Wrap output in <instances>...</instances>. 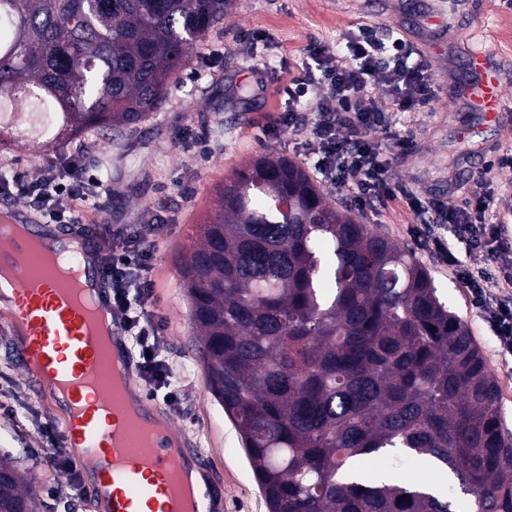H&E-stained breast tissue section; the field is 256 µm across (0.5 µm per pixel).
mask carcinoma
Segmentation results:
<instances>
[{
  "instance_id": "carcinoma-1",
  "label": "carcinoma",
  "mask_w": 512,
  "mask_h": 512,
  "mask_svg": "<svg viewBox=\"0 0 512 512\" xmlns=\"http://www.w3.org/2000/svg\"><path fill=\"white\" fill-rule=\"evenodd\" d=\"M233 0H0V145L13 114L48 155L158 111ZM182 283L208 387L267 512H455L360 463L451 472L473 512H512V435L465 323L409 248L358 222L298 163L252 160L221 189ZM0 512L36 489L0 454Z\"/></svg>"
}]
</instances>
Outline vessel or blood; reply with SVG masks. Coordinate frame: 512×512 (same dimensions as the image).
<instances>
[{
    "label": "vessel or blood",
    "mask_w": 512,
    "mask_h": 512,
    "mask_svg": "<svg viewBox=\"0 0 512 512\" xmlns=\"http://www.w3.org/2000/svg\"><path fill=\"white\" fill-rule=\"evenodd\" d=\"M471 78L461 90L465 102L497 120L506 110L497 70L486 49L468 56ZM82 250L71 258L81 267L101 310L110 313L111 348L102 347L93 334L86 307L60 283L39 256L28 254L23 243L0 251V265L25 260L27 278L15 283L12 293L15 317L22 327L19 345L24 358L38 369L54 398L66 410L68 447L80 448L96 459L101 495L108 512H223L224 499L198 491L185 478L189 469H202L200 454L173 444L170 433H151L145 447H123L127 425L124 408L114 403L110 372L113 360L124 366L126 382L140 407L141 421L162 415V407L135 384L134 362L125 341V325L112 313L110 294L103 286L101 264Z\"/></svg>",
    "instance_id": "vessel-or-blood-1"
}]
</instances>
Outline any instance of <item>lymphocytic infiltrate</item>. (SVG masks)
I'll use <instances>...</instances> for the list:
<instances>
[{
    "mask_svg": "<svg viewBox=\"0 0 512 512\" xmlns=\"http://www.w3.org/2000/svg\"><path fill=\"white\" fill-rule=\"evenodd\" d=\"M348 52L350 62L343 65L322 46L309 49V62L301 74L279 88L288 109L272 116L268 133L307 127V159L328 186L352 188L359 209H373L397 198L408 201L422 245L455 272L473 307L489 324L501 354L512 356V290L502 285L495 271L496 264L512 256V238L502 233L500 225L482 220L493 195L477 193L473 207L466 209L435 197L419 198L390 176V149L396 147L405 154L414 144L398 134L386 142L379 133L391 131L394 112H414L433 101L436 88L430 63L415 57L410 45L395 33L381 35L369 28L350 38ZM375 83L383 88L385 98L369 93ZM306 106L314 111L312 119L302 113ZM101 185L99 177L74 156L65 168L47 169L35 180L14 174L11 182L0 185V192L41 204L50 222L75 224L87 207L91 188ZM444 224L471 252L483 253L486 265L464 266L439 231ZM153 259L150 232L122 231L102 257L101 271L112 310L125 322L136 373L148 396L172 406L178 402L179 387L160 347L164 320L151 301Z\"/></svg>",
    "mask_w": 512,
    "mask_h": 512,
    "instance_id": "lymphocytic-infiltrate-1",
    "label": "lymphocytic infiltrate"
}]
</instances>
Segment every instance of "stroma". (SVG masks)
I'll return each mask as SVG.
<instances>
[{
    "label": "stroma",
    "instance_id": "35a3bbf8",
    "mask_svg": "<svg viewBox=\"0 0 512 512\" xmlns=\"http://www.w3.org/2000/svg\"><path fill=\"white\" fill-rule=\"evenodd\" d=\"M445 10L444 29L428 24L430 12ZM398 32L422 58L438 46L434 66L437 96L420 112L396 116V133L412 138L413 151L392 155L391 173L420 195L462 204L479 176L486 191L508 188L498 203L501 219L512 228V171L491 170L498 153L512 150V115L503 124L460 102L457 90L469 78L466 55L485 42L502 67V90L512 99V10L502 0H235L223 26L187 53L162 108L119 140L89 133L51 158H43L22 139L0 152V173L12 170L35 179L48 161L63 164L79 156L112 188L85 211L83 222L96 231L97 248L111 246L116 230L155 225L152 302L165 319L163 347L179 374L180 397L170 411L178 437L199 450L208 463L213 487L229 512H267L242 450L240 436L207 389L195 355L196 330L181 286L184 255L197 240L198 224L213 215L218 190L256 156L273 152L299 160L304 131L265 135L270 115L283 111L278 89L300 73L307 48L316 43L346 57V38L360 27ZM265 31V67L254 71L241 54L238 36ZM360 223L412 248L428 270L438 295L466 323L498 381L505 433L512 434V361L500 357L496 341L455 276L438 266L414 237L416 218L404 200L374 212L356 211ZM21 329L11 305H0V450L13 452L18 469L38 489L39 512H99L77 455L69 460L78 477L72 497L56 495L64 482L47 457L65 446V414L45 390L37 372L18 351ZM51 434H44V426Z\"/></svg>",
    "mask_w": 512,
    "mask_h": 512
}]
</instances>
